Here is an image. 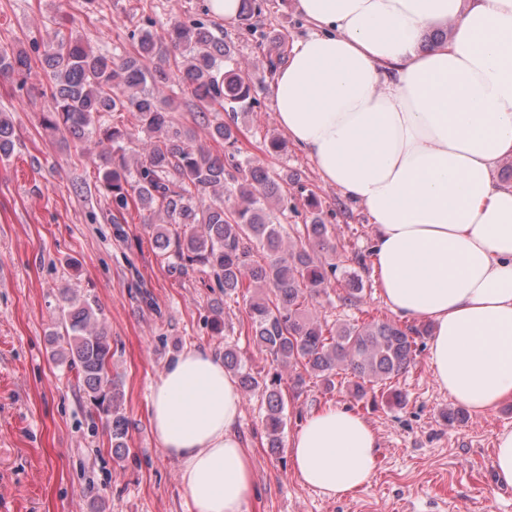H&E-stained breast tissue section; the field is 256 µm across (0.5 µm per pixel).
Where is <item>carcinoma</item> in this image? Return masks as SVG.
<instances>
[{
	"instance_id": "1",
	"label": "carcinoma",
	"mask_w": 512,
	"mask_h": 512,
	"mask_svg": "<svg viewBox=\"0 0 512 512\" xmlns=\"http://www.w3.org/2000/svg\"><path fill=\"white\" fill-rule=\"evenodd\" d=\"M240 17L256 39L264 32L251 23L261 14L258 0H241ZM54 111L43 123L77 140L96 136L109 142L100 182L112 199V222L137 207L153 228L156 247L171 269L187 276L203 268L224 296L249 295L248 335L278 367L294 370L295 388L320 379L325 391L345 389L360 402L381 396L402 407L398 378L414 363L429 327L372 318L330 323L313 300L327 292L337 266L326 259L336 244L319 216L284 243L282 225L272 220L270 204L280 200L288 178L275 179L241 154V129L235 119L213 123L209 108L238 113L251 102V88L234 52L214 33L212 23L176 22L160 35L140 30L134 56L105 54L73 35L55 32L43 57ZM26 53L0 46V77L27 78ZM175 100L186 92L208 137L224 146L215 154L196 142L160 95ZM128 113L131 126L115 122ZM139 151L128 162L125 143L137 134ZM18 136L11 118L0 115V159L13 154ZM175 224L177 229L170 230ZM342 300L363 303L365 288L347 274ZM56 338L64 344L76 378L97 408L112 416L115 451L125 447L130 420L121 412L120 376L112 371L111 347L99 326V309L62 296ZM224 368L239 374L244 394L258 393L266 403L270 447L277 448L284 427L282 376L262 378L241 371L236 352L224 349Z\"/></svg>"
}]
</instances>
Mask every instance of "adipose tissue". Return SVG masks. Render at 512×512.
I'll list each match as a JSON object with an SVG mask.
<instances>
[{"mask_svg":"<svg viewBox=\"0 0 512 512\" xmlns=\"http://www.w3.org/2000/svg\"><path fill=\"white\" fill-rule=\"evenodd\" d=\"M311 33L271 84L273 112L321 179L375 231L390 311L431 325L428 364L473 413L512 400V0H294ZM446 23V39L423 43ZM150 421L193 512H248L255 496L237 379L201 348L153 385ZM379 439L342 407L288 442L294 473L340 499L372 478Z\"/></svg>","mask_w":512,"mask_h":512,"instance_id":"obj_1","label":"adipose tissue"}]
</instances>
